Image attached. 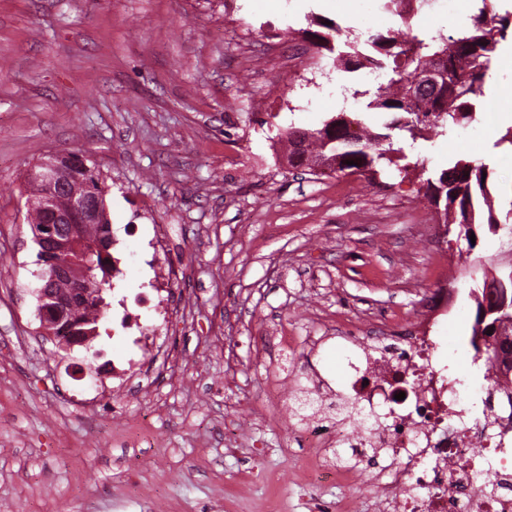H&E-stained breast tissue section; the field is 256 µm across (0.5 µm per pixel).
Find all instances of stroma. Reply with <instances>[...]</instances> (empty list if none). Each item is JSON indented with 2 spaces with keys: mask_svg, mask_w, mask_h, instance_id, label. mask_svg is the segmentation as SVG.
<instances>
[{
  "mask_svg": "<svg viewBox=\"0 0 512 512\" xmlns=\"http://www.w3.org/2000/svg\"><path fill=\"white\" fill-rule=\"evenodd\" d=\"M470 0H436L417 28L452 36ZM315 17L367 36L395 24L379 0H0V512H336L357 486L306 485L314 452L277 421L273 376L323 369L342 390L339 337L354 323L412 319L436 285L433 258L452 255L454 289L436 326L470 363L471 289L512 258L489 233L475 248L432 234L434 208L417 174L287 170L275 147L288 127L314 129L362 108L375 72L336 71L302 36ZM484 109L446 136L411 140L373 112L409 158L433 171L484 163L498 198L512 195V149L498 146L512 113V44L487 78ZM87 152L107 188L111 226L168 224L178 248L172 288L192 305L169 339L183 357L177 385L154 372L153 444L129 448L112 421V326L93 341L103 391L79 381L86 355H57L41 335L37 246L24 176L47 154ZM324 336L279 361L276 337ZM234 411L242 431L224 438Z\"/></svg>",
  "mask_w": 512,
  "mask_h": 512,
  "instance_id": "1",
  "label": "stroma"
}]
</instances>
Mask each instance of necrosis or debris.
Listing matches in <instances>:
<instances>
[{
    "mask_svg": "<svg viewBox=\"0 0 512 512\" xmlns=\"http://www.w3.org/2000/svg\"><path fill=\"white\" fill-rule=\"evenodd\" d=\"M163 233L162 225H151L147 265L150 287L165 293V302L151 303L139 293L119 295L114 305L124 339L139 352L112 362V377L125 391L136 387L143 364L159 357L171 364L180 360L165 344L173 320L163 312L169 305L182 310L184 300L167 291L172 263L159 255ZM448 301L447 288H440L401 335L349 340L347 400L367 413L393 411L385 426L344 433L347 446L378 451L381 464L369 473L377 494L362 500L371 512H512L511 491L475 490L477 468L469 460L472 452L482 451L493 459L497 481H512V407L484 402L478 413H468L454 382L442 372L433 328ZM149 303L163 320L144 327L133 309Z\"/></svg>",
    "mask_w": 512,
    "mask_h": 512,
    "instance_id": "obj_1",
    "label": "necrosis or debris"
}]
</instances>
